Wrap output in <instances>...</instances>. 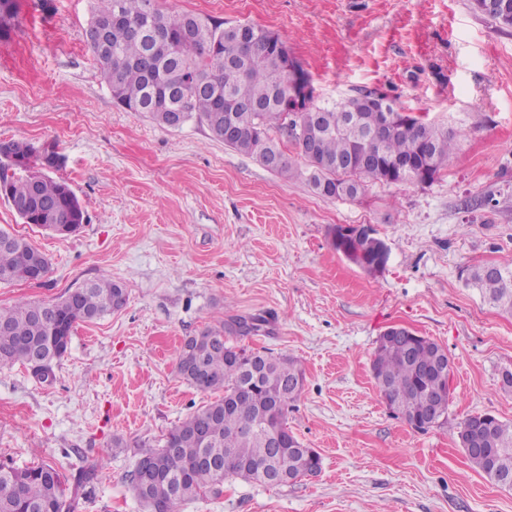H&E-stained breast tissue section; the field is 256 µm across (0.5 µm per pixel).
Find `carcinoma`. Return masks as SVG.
<instances>
[{
  "label": "carcinoma",
  "mask_w": 512,
  "mask_h": 512,
  "mask_svg": "<svg viewBox=\"0 0 512 512\" xmlns=\"http://www.w3.org/2000/svg\"><path fill=\"white\" fill-rule=\"evenodd\" d=\"M143 4L144 0H93L81 32L113 100L129 112H146L156 124L169 128L171 115L183 105L181 125L200 123L211 139L258 161L275 153L278 163L271 171L297 175L316 194L331 199H354L369 183L417 182V172L401 174L394 170V162L419 158L423 144L430 152L419 159L431 182L456 153L452 131L404 111L393 97L391 111L399 122L390 130L370 129L353 139L348 126L372 111L367 101L373 91L323 105L299 96V88L311 79L297 60L276 55L284 42L266 29L249 24L226 27L222 21L192 13L170 15L157 9L153 22L169 32L170 43L153 46L132 39L128 29L146 23ZM116 12L121 20L110 27L111 51L104 53L88 31ZM18 13V0H0V38L9 35ZM275 132L286 134L296 146L307 162L305 171H293ZM54 148L53 144L41 154L30 142L9 140L12 164L0 163V197L23 206L16 211L23 223L43 229L53 215L65 223L75 216L87 220L69 185L44 170L55 166ZM346 247L348 260L372 272L375 240L351 239ZM35 256L49 270L45 253L26 238L0 229V284L26 279V260ZM465 282L489 304L512 314V264L469 267ZM121 296L125 288L103 273L76 294L67 292L50 302L44 313L38 311L40 304L22 300L0 309V350L6 354L0 366L19 363L28 369L54 370L67 353L56 347V326L71 334L78 322L111 313ZM440 350L442 346L425 336L403 334L377 341L371 371L379 395L387 406L398 405L397 416L416 431L448 421L452 369L423 373ZM184 362L197 365L201 375L182 379L217 397L169 430L161 445H141L131 486L145 512L160 505L172 510L177 502L200 496L218 498L230 477L266 485L262 469L274 460L288 467L295 481L320 470V456L288 428V408L305 380L296 358L233 345L224 339L220 326L201 331L191 344L183 343L177 365ZM436 402L443 404V411L424 419ZM248 422L257 423L258 431L245 441L240 427ZM273 432L287 435L289 447H271L267 436ZM457 440L475 469L496 485L512 489V423L471 414L457 426ZM146 463L155 472L149 480L140 474ZM97 478L95 467L70 481L50 465H0V512H78Z\"/></svg>",
  "instance_id": "obj_1"
}]
</instances>
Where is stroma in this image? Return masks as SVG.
Instances as JSON below:
<instances>
[{"label":"stroma","instance_id":"35a3bbf8","mask_svg":"<svg viewBox=\"0 0 512 512\" xmlns=\"http://www.w3.org/2000/svg\"><path fill=\"white\" fill-rule=\"evenodd\" d=\"M0 39V141L54 142V171L88 221L59 237L22 223L0 198V227L50 260L42 282L0 284V308L47 303L101 273L123 284L118 311L78 323L53 384L0 366V463L99 467L79 512H143L130 483L136 443H156L210 396L185 383V337L264 316L231 343L300 359L288 427L321 470L266 486L233 478L221 497L175 512H512L505 490L456 440L464 417L512 422V315L465 286L475 265L512 263V28L474 0H157L232 26L270 30L312 77L319 102L362 89L452 130L437 179L369 184L327 199L212 140L195 122L158 126L117 106L80 38L91 0H19ZM369 224L390 247L369 274L332 244ZM402 326L452 362L448 421L420 432L390 412L372 377L377 338ZM121 438L125 447L113 448Z\"/></svg>","mask_w":512,"mask_h":512}]
</instances>
